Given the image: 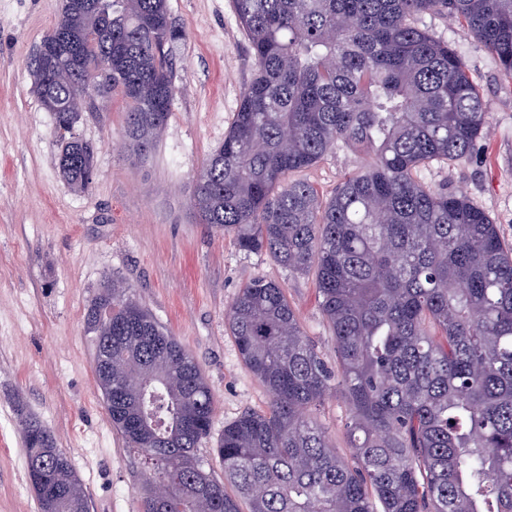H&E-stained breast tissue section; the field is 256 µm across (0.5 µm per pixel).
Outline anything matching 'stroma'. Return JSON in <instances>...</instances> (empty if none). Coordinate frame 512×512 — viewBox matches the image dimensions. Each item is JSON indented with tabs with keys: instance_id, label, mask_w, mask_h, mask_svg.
Returning a JSON list of instances; mask_svg holds the SVG:
<instances>
[{
	"instance_id": "obj_1",
	"label": "stroma",
	"mask_w": 512,
	"mask_h": 512,
	"mask_svg": "<svg viewBox=\"0 0 512 512\" xmlns=\"http://www.w3.org/2000/svg\"><path fill=\"white\" fill-rule=\"evenodd\" d=\"M183 38L170 49L175 92L152 152L125 137L120 93L72 130L97 148L93 182L75 191L58 168L53 113L31 91L27 59L57 21L62 0H0V512H37L22 435L38 420L70 459L89 512H141V460L113 430L94 372L87 313L110 279L193 354L215 398L210 439L197 458L219 471L212 450L226 424L270 396L246 368L228 314L251 279L275 281L328 364L335 338L311 274H293L265 254L240 251L232 236L201 224L191 206L196 175L223 142L254 59L231 0H168ZM417 24L463 59L490 118L471 158L421 168L425 184L465 195L512 243V77L458 22L436 14ZM362 160L337 146L301 172L329 197ZM341 455L349 448L342 393L316 412Z\"/></svg>"
}]
</instances>
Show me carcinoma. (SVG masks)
<instances>
[{
    "label": "carcinoma",
    "mask_w": 512,
    "mask_h": 512,
    "mask_svg": "<svg viewBox=\"0 0 512 512\" xmlns=\"http://www.w3.org/2000/svg\"><path fill=\"white\" fill-rule=\"evenodd\" d=\"M62 8L40 41L97 31L112 56L95 96L84 69L48 75L28 59L39 101L82 109L120 90L125 135L149 152L171 112L165 48L182 36L167 0H112L98 24ZM256 69L224 142L197 176L201 223L291 273L314 271L336 340L331 369L275 282L254 279L230 308L246 367L270 395L224 426L220 481L196 457L214 397L190 351L113 280L88 314L96 347L112 338V428L144 457L143 512H512V245L464 196L416 179L434 161L470 156L489 115L462 59L418 27L422 14L462 21L512 76V0H232ZM343 144L367 158L329 197L290 175ZM95 150L75 137L58 162L75 190ZM112 309V323L100 317ZM341 378L350 458L313 408ZM27 470L87 512L69 458L37 420L25 423ZM229 483L234 493L224 489ZM167 489L158 499L154 490Z\"/></svg>",
    "instance_id": "cac0c4a2"
}]
</instances>
